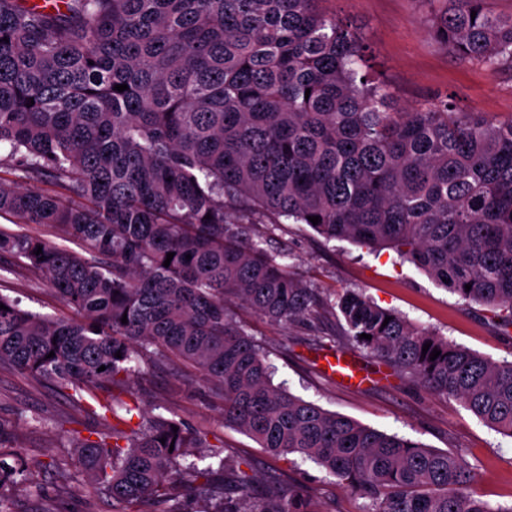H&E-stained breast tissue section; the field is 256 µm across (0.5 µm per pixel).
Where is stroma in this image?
Masks as SVG:
<instances>
[{
	"label": "stroma",
	"instance_id": "35a3bbf8",
	"mask_svg": "<svg viewBox=\"0 0 512 512\" xmlns=\"http://www.w3.org/2000/svg\"><path fill=\"white\" fill-rule=\"evenodd\" d=\"M321 7L364 37L370 47L368 71L386 85L397 107L418 108L446 95L459 110L493 120L512 118V70L492 73L448 53L430 33L429 0H323ZM256 231L270 252L283 255L292 276L319 288L322 300L316 322L285 328L238 309L241 325L263 344L276 366V381L326 410L458 455L475 471V488L483 500L511 506L512 438L483 423L459 400L433 395L353 347L334 302L344 289L355 288L449 342L494 360L512 359V337L493 326L491 308L466 303L390 249L375 252L349 241L328 242L305 224H263ZM4 293L32 312L69 313L46 284L23 276H9ZM329 351L353 358L370 374V382L347 388L321 372L318 362ZM122 399L138 401L148 415L175 418L206 433L220 455L250 462L257 480L273 474L283 492H303L311 512H363L365 499L321 467L297 457L273 458L248 435L225 425L221 402L187 364L167 360L142 366ZM0 423L10 430L29 476L28 483L0 486L15 512L37 507L43 512H115L111 502L90 493L71 440L72 430H85L94 422L73 413L53 388L0 370ZM62 472L70 478L73 495L59 492Z\"/></svg>",
	"mask_w": 512,
	"mask_h": 512
}]
</instances>
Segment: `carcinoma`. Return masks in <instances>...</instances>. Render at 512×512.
I'll list each match as a JSON object with an SVG mask.
<instances>
[{"label":"carcinoma","mask_w":512,"mask_h":512,"mask_svg":"<svg viewBox=\"0 0 512 512\" xmlns=\"http://www.w3.org/2000/svg\"><path fill=\"white\" fill-rule=\"evenodd\" d=\"M436 2L438 44L491 73L512 69V17L490 16L484 0ZM368 50L319 0H0V173L52 185L0 176V216L82 247L0 226L4 270L47 282L73 312L43 316L0 294V368L99 424L72 440L117 512H181L183 492L201 512H307L302 493L258 492L232 457L182 463L205 436L120 399L142 362L172 357L210 386L224 424L271 456L322 467L368 500L364 512H512L474 497L457 455L274 385L228 304L283 326L316 316L317 287L254 240L258 224H306L390 248L512 326V119L461 112L448 96L395 110L362 73ZM337 307L356 346L512 438V360L452 344L357 289ZM117 404L136 427L112 424ZM9 447L0 427V481L24 483ZM13 220H15V219L6 217V216L1 217L0 225L7 226V227L17 230V231H23V232H29V233L40 232L46 238L50 239L51 241H53L55 244H57L59 246L71 249L76 252H82L81 249L79 248L78 244L74 241L63 240V239L57 238V237L53 236L50 232H48L47 229H45V228L40 229L32 224H13L12 223Z\"/></svg>","instance_id":"1"}]
</instances>
